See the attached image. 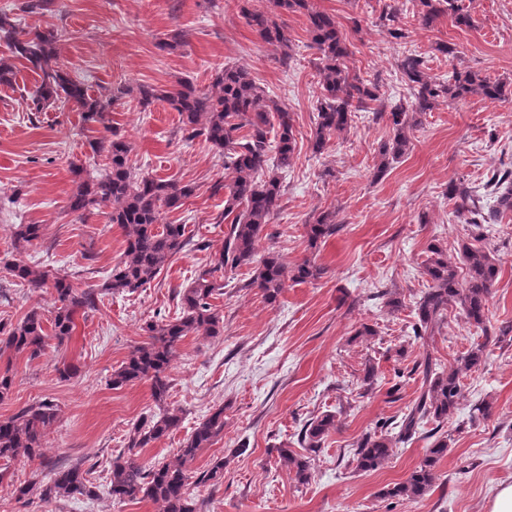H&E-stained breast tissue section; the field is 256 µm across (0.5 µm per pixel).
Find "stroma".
<instances>
[{
    "instance_id": "stroma-1",
    "label": "stroma",
    "mask_w": 512,
    "mask_h": 512,
    "mask_svg": "<svg viewBox=\"0 0 512 512\" xmlns=\"http://www.w3.org/2000/svg\"><path fill=\"white\" fill-rule=\"evenodd\" d=\"M314 9L335 16L350 45V73L378 82L373 110L355 113L350 128L314 154L321 76L310 46L308 20L301 13L273 11L270 0H51L50 11L25 12V0H0V14L18 29L37 26L58 33V62L93 93H111L113 127L129 142L128 163L140 176L192 185L182 207L164 210V224L186 225L193 242L173 256L151 283L134 294L100 295L126 245L124 230L110 223V204L84 215L71 213L68 200L77 183L74 169L105 166L88 141L102 134L70 105L40 112L29 109L35 74L18 67L11 84H0V323L16 324L30 310L53 318L51 287L15 285L6 264L21 259L67 275L78 290L93 289L95 308L78 311L75 330L64 343L49 340L34 360L6 351L0 371L14 384L0 401V419L44 399L56 405V421L46 429L43 459L19 458L11 470L18 483L49 477L47 461L80 459L105 483L109 463L127 443L128 431L142 416L165 407L182 412L180 428L140 449L145 466L175 459L198 419L224 410V432L201 449L191 472L223 458L224 480L191 487L204 501L203 512H489L501 484L512 483V221L497 225L485 244L500 260V274L488 299L485 328L471 326L458 306H450L439 333L424 339L411 332L415 303L428 287L422 265L428 246L441 243L453 264L458 246L471 241L473 228L451 214L449 182L481 188L492 170L512 165V100L489 103L473 96L439 99L421 115L410 134L409 150L384 174H377L379 148L392 136L387 118L409 102L398 69L407 53L422 57L431 77L453 70L512 80V0H468L472 24L457 26L445 14L433 28L419 25L417 0H311ZM269 11L292 42L290 60L264 42L245 16ZM394 21H386V13ZM406 36L394 39L390 27ZM186 34L183 46L160 49L159 41ZM453 55L438 52L437 44ZM249 71L268 97L286 104L295 118L296 150L283 178L280 210L263 232L260 252L278 253L288 265L311 261L321 267L312 282H287L279 300L267 304L249 287L251 270L226 272L229 286L215 304L224 333L184 338L169 368L164 404H157L149 381L110 386L133 346L143 342L146 323L178 314L176 294L202 272L211 253L224 244L223 157L203 139L186 141L178 116L163 101L141 106L126 87L160 90L190 80L210 88L224 65ZM333 213L342 229L309 248L308 224ZM38 224L42 236L16 249L11 227ZM397 297L393 311L383 293ZM372 335H362L363 327ZM486 343L485 365L461 381V399L444 422L448 452L436 479L421 499L386 496L424 460L431 444L418 434L394 448L372 472L356 467L353 446L378 423L400 416L421 392L416 362L432 357L455 368L477 343ZM377 381H362L366 364ZM76 367L62 377L64 366ZM481 401L493 406L476 416ZM334 415L335 429L320 448L298 442L307 420ZM288 445L309 463L308 483H298L276 453ZM245 452L234 455L233 450ZM0 512H161L139 497L118 501L107 493L91 500L43 502L38 495L18 501L0 490Z\"/></svg>"
}]
</instances>
